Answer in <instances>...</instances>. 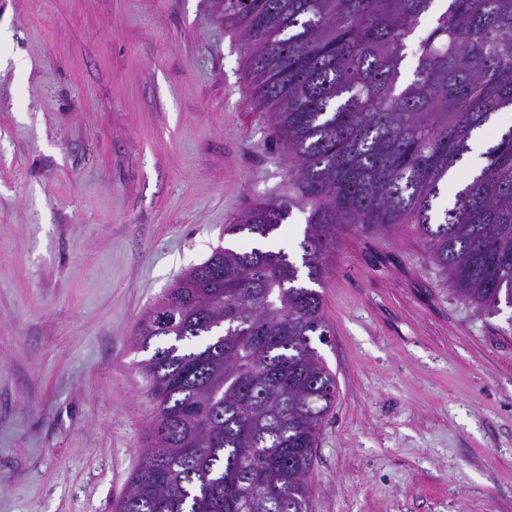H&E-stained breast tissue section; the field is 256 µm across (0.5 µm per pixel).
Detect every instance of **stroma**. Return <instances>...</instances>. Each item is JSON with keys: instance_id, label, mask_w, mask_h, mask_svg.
Returning <instances> with one entry per match:
<instances>
[{"instance_id": "1", "label": "stroma", "mask_w": 512, "mask_h": 512, "mask_svg": "<svg viewBox=\"0 0 512 512\" xmlns=\"http://www.w3.org/2000/svg\"><path fill=\"white\" fill-rule=\"evenodd\" d=\"M0 512H114L152 403L140 319L218 246L300 257L290 159L209 0H0ZM29 62L16 70L14 59ZM313 512H512V309L400 226L337 245Z\"/></svg>"}]
</instances>
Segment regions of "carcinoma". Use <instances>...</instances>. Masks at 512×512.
<instances>
[{
    "label": "carcinoma",
    "instance_id": "carcinoma-1",
    "mask_svg": "<svg viewBox=\"0 0 512 512\" xmlns=\"http://www.w3.org/2000/svg\"><path fill=\"white\" fill-rule=\"evenodd\" d=\"M434 2L215 0L292 160L288 198L225 231L266 238L307 207L301 261L218 246L141 319L154 415L115 512H312L338 392L317 347L333 330L312 285L343 236L405 224L459 299L489 315L512 308V127L433 213L473 131L512 110V0H447L435 14Z\"/></svg>",
    "mask_w": 512,
    "mask_h": 512
}]
</instances>
